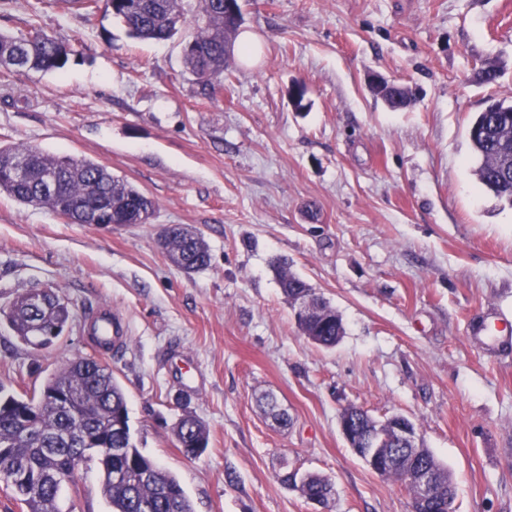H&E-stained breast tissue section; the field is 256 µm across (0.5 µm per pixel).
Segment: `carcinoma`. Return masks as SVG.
I'll list each match as a JSON object with an SVG mask.
<instances>
[{"label":"carcinoma","mask_w":512,"mask_h":512,"mask_svg":"<svg viewBox=\"0 0 512 512\" xmlns=\"http://www.w3.org/2000/svg\"><path fill=\"white\" fill-rule=\"evenodd\" d=\"M225 0H200L205 18L199 31L183 43V61L195 77L198 94L208 100L224 88V75L232 54V36L242 20L241 0H231L233 12L224 9ZM113 18L129 34L143 41L160 42L174 37L183 22L182 0H110ZM71 49L55 37L35 28L27 34L0 32V68L6 74L21 75L27 70H60L68 62ZM478 165L474 175L479 184L501 201L512 205V100H493L477 113L467 130ZM0 155L27 161L28 176L16 182L0 171V192L16 201L50 209L72 224H87V215L115 206L128 217L148 223L156 202L127 182L112 175L102 165L83 159L60 160L32 147H0ZM58 173L56 191L43 193L42 176ZM166 258L187 273L207 269L211 254L203 238L188 235L184 227H170L164 238ZM279 283L287 297L308 287L301 278L278 267ZM323 316L314 322L297 320L301 331L323 347L336 345L343 333L341 318L326 301H321ZM8 326L24 344H34L33 325L48 332L43 346L59 339L68 325L71 312L58 289H49L42 303L34 305L24 293L3 312ZM59 395L68 404L43 406L41 399ZM33 414L38 419L34 432H24L21 420ZM341 416L357 418L366 428L391 427L392 419L380 423L367 411L349 406ZM127 399L112 371L93 358L78 356L51 375L42 388L19 394L0 386V467L22 474L11 488L22 512H60L58 499L63 488L59 476L76 483L75 464L82 455L74 430L84 429L99 435L116 453L97 463L102 471L101 491L110 512H191L186 493L174 475L156 460L145 455L133 442ZM178 447L187 456H198L208 447V430L195 416H182L175 426ZM132 458L149 465L151 477L143 480L131 468ZM416 461L427 466L448 494L447 512H452L455 489L451 474L428 448L419 449ZM407 465L402 463L386 472L409 495L410 509L422 512L418 491L408 483ZM307 500L331 495L332 487L323 477L309 474L300 482Z\"/></svg>","instance_id":"obj_1"}]
</instances>
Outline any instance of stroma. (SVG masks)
Instances as JSON below:
<instances>
[{
	"mask_svg": "<svg viewBox=\"0 0 512 512\" xmlns=\"http://www.w3.org/2000/svg\"><path fill=\"white\" fill-rule=\"evenodd\" d=\"M38 9L76 53L57 71L0 76V145L104 165L157 210L103 229L0 193V308L57 288L72 315L46 348L1 324L0 385L36 390L68 359H97L125 391L136 445L192 512H409L399 483L344 441L351 405L414 424L453 478L455 512H512V357L470 333L488 310L512 317V205L476 181L467 135L490 100L512 97V0H246L214 100L183 62L197 0L162 42L131 38L102 8ZM373 74L411 104L375 97ZM171 224L201 233L207 269L166 260ZM277 257L340 314L335 347L298 329ZM100 305L128 331L113 353L87 333ZM186 411L209 430L196 458L173 433ZM309 473L334 487L324 510L295 484ZM78 477L62 512H109L98 467Z\"/></svg>",
	"mask_w": 512,
	"mask_h": 512,
	"instance_id": "stroma-1",
	"label": "stroma"
}]
</instances>
